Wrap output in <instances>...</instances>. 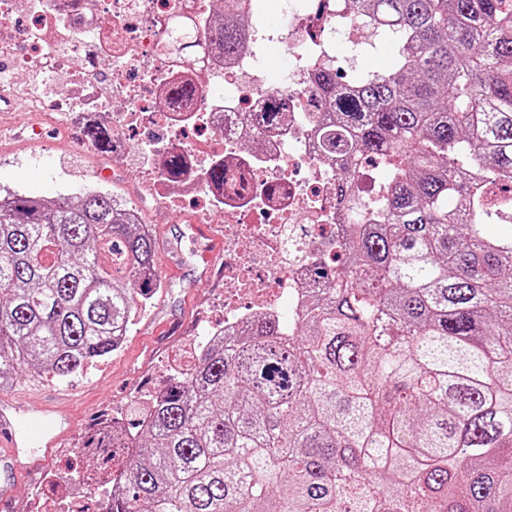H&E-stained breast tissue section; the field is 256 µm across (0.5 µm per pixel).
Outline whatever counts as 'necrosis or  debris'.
Returning a JSON list of instances; mask_svg holds the SVG:
<instances>
[{
  "label": "necrosis or debris",
  "instance_id": "necrosis-or-debris-1",
  "mask_svg": "<svg viewBox=\"0 0 512 512\" xmlns=\"http://www.w3.org/2000/svg\"><path fill=\"white\" fill-rule=\"evenodd\" d=\"M340 0H292L280 11L277 43L287 72L274 83L243 46L232 62L206 52L182 62L168 54L167 28L182 19L205 35L209 0H0V62L64 73L52 102L34 100L84 124L109 120L112 161L130 150L148 157L142 183L169 212L191 208L193 221L224 214V332L263 314L281 322L299 313L315 255H332L340 222L336 167L320 157L310 120L312 75L320 61L309 47L321 21ZM193 85L173 105L168 89ZM288 123L260 131L245 122L270 102ZM184 170L170 177V152ZM224 163V185L204 184L200 171Z\"/></svg>",
  "mask_w": 512,
  "mask_h": 512
}]
</instances>
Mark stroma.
I'll return each mask as SVG.
<instances>
[{
	"label": "stroma",
	"mask_w": 512,
	"mask_h": 512,
	"mask_svg": "<svg viewBox=\"0 0 512 512\" xmlns=\"http://www.w3.org/2000/svg\"><path fill=\"white\" fill-rule=\"evenodd\" d=\"M31 80V74L16 72L10 89L0 93V189L76 195L94 185L140 207L154 234L163 282L121 348L72 380L77 396L67 403L71 433L41 455L35 479L22 477L14 485L18 512H67L76 499L100 512L103 494L84 474L101 458L84 446L112 418L135 419L145 396L193 355L203 325H222L224 263L205 260L211 243L192 235L190 211L168 214L143 195L138 154L113 167L110 155L84 146L81 128L59 123L54 113L30 111L31 94L52 99L60 78L44 74L45 85L37 90Z\"/></svg>",
	"instance_id": "stroma-1"
}]
</instances>
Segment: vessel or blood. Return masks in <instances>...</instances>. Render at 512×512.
<instances>
[{"mask_svg": "<svg viewBox=\"0 0 512 512\" xmlns=\"http://www.w3.org/2000/svg\"><path fill=\"white\" fill-rule=\"evenodd\" d=\"M70 431L62 406L47 403L33 413L26 399L0 401V512H13L11 487L34 454L56 447Z\"/></svg>", "mask_w": 512, "mask_h": 512, "instance_id": "obj_1", "label": "vessel or blood"}]
</instances>
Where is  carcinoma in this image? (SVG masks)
<instances>
[{"label": "carcinoma", "mask_w": 512, "mask_h": 512, "mask_svg": "<svg viewBox=\"0 0 512 512\" xmlns=\"http://www.w3.org/2000/svg\"><path fill=\"white\" fill-rule=\"evenodd\" d=\"M387 68L315 91L348 224L288 328L257 319L192 356L119 448L103 512H512V0H348ZM264 0H224L234 59ZM188 50L185 28L169 33ZM257 112L253 126L284 120ZM84 133L112 149L111 126ZM379 159L370 202L357 161ZM162 287L146 227L96 188L0 193V386L66 382L117 351Z\"/></svg>", "instance_id": "obj_1"}]
</instances>
